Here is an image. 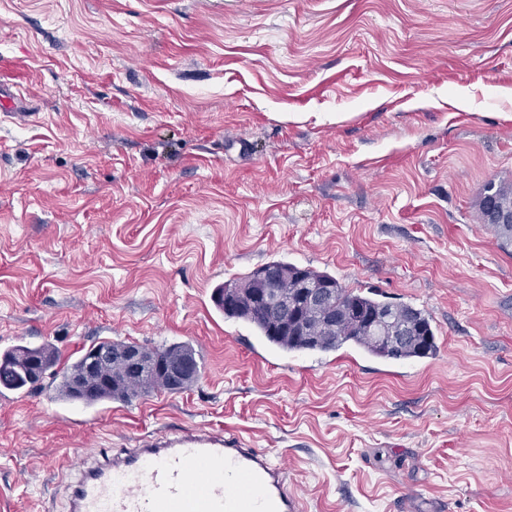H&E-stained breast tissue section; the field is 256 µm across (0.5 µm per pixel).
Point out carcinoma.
Wrapping results in <instances>:
<instances>
[{"label":"carcinoma","mask_w":512,"mask_h":512,"mask_svg":"<svg viewBox=\"0 0 512 512\" xmlns=\"http://www.w3.org/2000/svg\"><path fill=\"white\" fill-rule=\"evenodd\" d=\"M495 206L512 211V188L503 185L493 187L492 197ZM219 309L224 315L242 319L264 336L268 342L287 352L303 351H331L352 342L363 348L369 354L387 360L404 361L412 359L430 358L437 354L438 344L430 320L421 310H416V321L419 325L417 336L402 347L394 349L390 343L391 332L397 328V321L389 319L384 324V335L375 339L371 337L370 326L364 322V315L372 312H384L387 302L371 296L356 294L336 285L335 308H357L360 313L351 317V321L343 328L328 334H323L320 328L318 314L300 307V313L308 329V335L289 336L281 335L273 329L267 313L262 309L252 311H237L224 308V300H216ZM174 351H186L195 354L193 346L187 342H173L153 347L150 352L156 358H165ZM38 355L43 360V368L38 375L30 374L29 359ZM87 354H82L72 363L63 367L58 365L57 354L48 344L30 348L17 345L0 355V388L11 391H31L39 386L45 376H50L56 382L58 396L66 401H80L91 406L103 401H121L129 403L134 399L148 395L154 391L164 389L162 385H128L118 379L110 387H102L87 398L72 390L73 379L81 371Z\"/></svg>","instance_id":"cac0c4a2"}]
</instances>
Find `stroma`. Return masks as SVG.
I'll use <instances>...</instances> for the list:
<instances>
[{
	"label": "stroma",
	"instance_id": "35a3bbf8",
	"mask_svg": "<svg viewBox=\"0 0 512 512\" xmlns=\"http://www.w3.org/2000/svg\"><path fill=\"white\" fill-rule=\"evenodd\" d=\"M0 351L187 342L178 393H0V512L139 436L224 430L303 512H512V0H0ZM423 310L430 359L285 352L217 288L272 261ZM493 186L492 198L494 199L495 206L509 211L499 212L490 205L491 221L490 224H494V228L502 241L503 246L512 245V188L503 186L502 184Z\"/></svg>",
	"mask_w": 512,
	"mask_h": 512
}]
</instances>
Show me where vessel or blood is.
<instances>
[{
  "label": "vessel or blood",
  "instance_id": "obj_1",
  "mask_svg": "<svg viewBox=\"0 0 512 512\" xmlns=\"http://www.w3.org/2000/svg\"><path fill=\"white\" fill-rule=\"evenodd\" d=\"M284 473L243 438L187 428L105 456L75 482L70 512H301Z\"/></svg>",
  "mask_w": 512,
  "mask_h": 512
}]
</instances>
